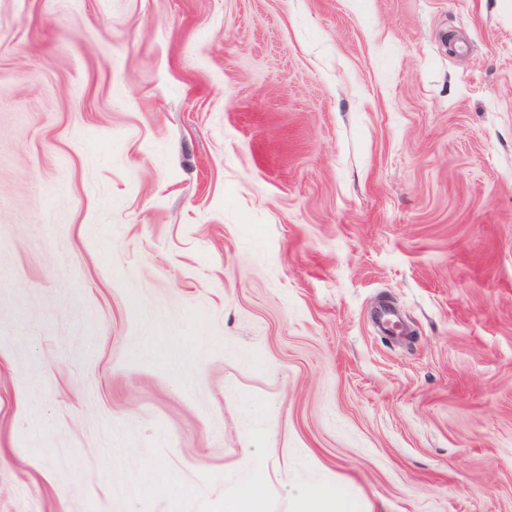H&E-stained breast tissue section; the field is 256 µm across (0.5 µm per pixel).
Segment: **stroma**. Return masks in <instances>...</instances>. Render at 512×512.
Segmentation results:
<instances>
[{"mask_svg": "<svg viewBox=\"0 0 512 512\" xmlns=\"http://www.w3.org/2000/svg\"><path fill=\"white\" fill-rule=\"evenodd\" d=\"M257 474L512 512V0H0V512Z\"/></svg>", "mask_w": 512, "mask_h": 512, "instance_id": "stroma-1", "label": "stroma"}]
</instances>
